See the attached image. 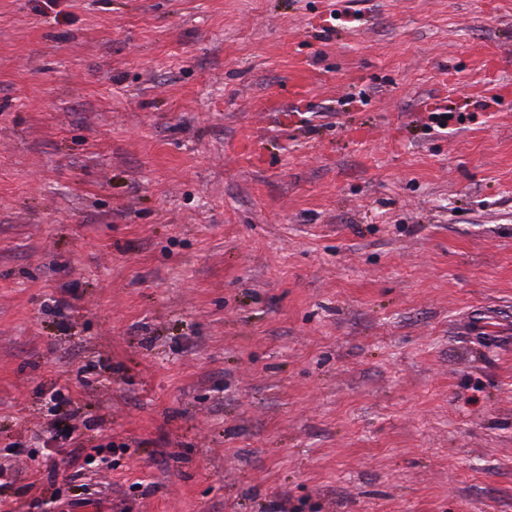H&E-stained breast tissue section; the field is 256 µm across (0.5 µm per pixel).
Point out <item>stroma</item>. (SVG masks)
<instances>
[{
	"label": "stroma",
	"instance_id": "stroma-1",
	"mask_svg": "<svg viewBox=\"0 0 512 512\" xmlns=\"http://www.w3.org/2000/svg\"><path fill=\"white\" fill-rule=\"evenodd\" d=\"M480 306L512 318V0H0V512H512ZM75 415L105 464L31 483ZM309 87V72L302 67H298L290 75L285 92L288 95V98L294 103V105L299 106L306 101Z\"/></svg>",
	"mask_w": 512,
	"mask_h": 512
}]
</instances>
